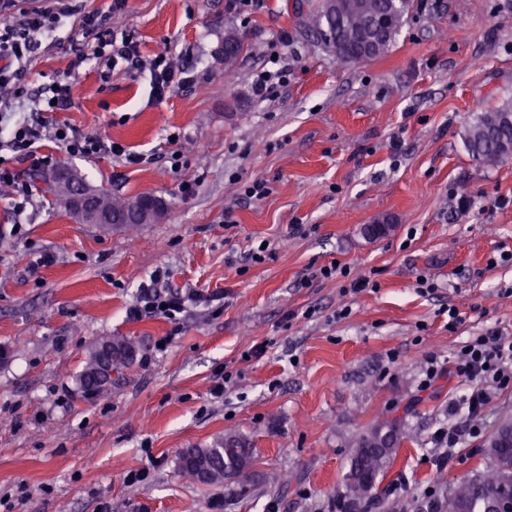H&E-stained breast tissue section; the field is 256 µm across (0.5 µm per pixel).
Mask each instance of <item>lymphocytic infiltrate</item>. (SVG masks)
Returning <instances> with one entry per match:
<instances>
[{
	"instance_id": "1",
	"label": "lymphocytic infiltrate",
	"mask_w": 512,
	"mask_h": 512,
	"mask_svg": "<svg viewBox=\"0 0 512 512\" xmlns=\"http://www.w3.org/2000/svg\"><path fill=\"white\" fill-rule=\"evenodd\" d=\"M78 17L87 47L78 51L63 75L55 77L45 89L42 100V118L35 123L18 122L13 125L6 148L12 152V162H0V184L10 186L15 196L23 201L33 198L30 183L21 180L18 163L32 162L34 166L51 165L49 157L39 155L37 145L50 138L72 156H123L132 164L140 163L135 154L125 153L122 146L101 136L80 134L67 124L54 122V112L67 107L72 98L79 71L90 62H98L107 71L125 67H146L151 89L156 98L189 84L191 74L175 67L162 54L150 61H142L137 42L129 36H116L108 16L98 11H83L79 0H46L37 8L18 7L5 15L0 24V126L9 121L7 108L11 99L24 95L23 64L38 48L39 36L55 32L63 19ZM453 367L458 376L472 382L468 396V410L480 414L488 399L485 383L500 387L512 386V341L489 331L474 337L456 354Z\"/></svg>"
}]
</instances>
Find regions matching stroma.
<instances>
[{"label":"stroma","mask_w":512,"mask_h":512,"mask_svg":"<svg viewBox=\"0 0 512 512\" xmlns=\"http://www.w3.org/2000/svg\"><path fill=\"white\" fill-rule=\"evenodd\" d=\"M288 2L127 0L114 14L143 59L167 53L194 82L159 100L147 72L105 85L86 65L57 120L143 163L48 140L41 152L112 194L161 197L155 222L80 223L44 192L49 167L19 164L36 189L23 214L0 186V512H335L355 441L394 416L403 439L371 512H421L483 469L484 440L512 420V387L488 386L474 418L469 382L447 370L486 329L512 339V158L485 164L463 140L475 113L512 98V0H413L389 51L357 65ZM230 29L247 49L228 75ZM81 40L70 20L43 43L14 111L37 119ZM276 55L286 80L257 100ZM256 178L270 188L259 200L243 194ZM369 224L390 230L371 240ZM333 261L376 288L317 277ZM152 289L186 296L184 312L133 316ZM110 336L135 337L137 359L82 399L75 377ZM472 425L457 461L436 466L437 432ZM230 432L252 443L241 475L181 474L186 449Z\"/></svg>","instance_id":"1"}]
</instances>
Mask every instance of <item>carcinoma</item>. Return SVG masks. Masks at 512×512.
<instances>
[{"label":"carcinoma","mask_w":512,"mask_h":512,"mask_svg":"<svg viewBox=\"0 0 512 512\" xmlns=\"http://www.w3.org/2000/svg\"><path fill=\"white\" fill-rule=\"evenodd\" d=\"M306 8L297 18L336 58L347 64L375 59L385 54L402 28L410 0H302ZM246 50L237 31L224 33V70L229 72ZM464 140L473 157L494 165L512 157V101L478 112L465 129ZM131 199L109 193L102 206L125 212ZM136 341L132 337L112 339V372L122 379L133 366ZM96 363L88 357L76 376L81 396L99 397L112 383L95 381ZM402 441L400 420L387 418L355 442L345 492L336 499L337 512H368L372 492L380 476L394 462ZM486 469L472 479L459 481L448 496L434 504L432 512H502L512 501V422H501L485 443ZM252 459L250 442L236 434H226L205 448H189L181 455L182 473L201 484L221 482L229 474L244 470Z\"/></svg>","instance_id":"obj_1"}]
</instances>
